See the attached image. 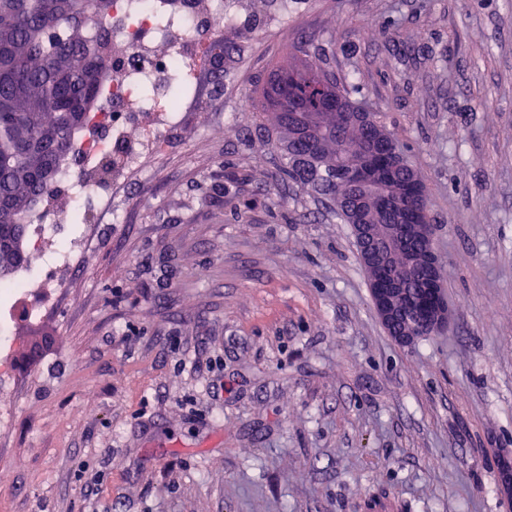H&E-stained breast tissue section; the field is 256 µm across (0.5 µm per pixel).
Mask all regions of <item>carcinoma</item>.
<instances>
[{"label": "carcinoma", "mask_w": 512, "mask_h": 512, "mask_svg": "<svg viewBox=\"0 0 512 512\" xmlns=\"http://www.w3.org/2000/svg\"><path fill=\"white\" fill-rule=\"evenodd\" d=\"M112 14V0H0V38L8 27L12 81L0 79V232L31 215V199L47 192L43 162L59 152L90 119L86 99L97 100L105 72L87 59V47L107 45L108 32L90 34L89 21ZM254 31L224 23L214 41L224 59V88L237 79ZM251 99L254 128L266 134L281 182L301 189L345 224L430 223L426 188L394 132L377 112L352 99L354 85L336 76L332 54L299 39ZM29 261L0 250V288Z\"/></svg>", "instance_id": "cac0c4a2"}]
</instances>
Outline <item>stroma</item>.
Instances as JSON below:
<instances>
[{
  "label": "stroma",
  "instance_id": "35a3bbf8",
  "mask_svg": "<svg viewBox=\"0 0 512 512\" xmlns=\"http://www.w3.org/2000/svg\"><path fill=\"white\" fill-rule=\"evenodd\" d=\"M300 37L334 50L426 184L445 331L392 338L351 226L245 132L237 104ZM71 231L73 279L8 323L0 512H507L512 0H288L232 92L202 88Z\"/></svg>",
  "mask_w": 512,
  "mask_h": 512
}]
</instances>
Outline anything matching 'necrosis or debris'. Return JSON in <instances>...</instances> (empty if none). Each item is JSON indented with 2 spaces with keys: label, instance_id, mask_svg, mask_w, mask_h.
Segmentation results:
<instances>
[{
  "label": "necrosis or debris",
  "instance_id": "1",
  "mask_svg": "<svg viewBox=\"0 0 512 512\" xmlns=\"http://www.w3.org/2000/svg\"><path fill=\"white\" fill-rule=\"evenodd\" d=\"M228 15L226 0H209L203 12L194 0H183L174 9L162 0H112V15L101 23L111 31L116 51L112 75L103 84L91 122L74 137L73 158L59 164L62 195H46L31 221L37 260L16 276L14 310L42 312L49 303L48 289L66 286L83 250L82 238L67 230L68 216L92 215L100 192L87 172L109 157L113 174L121 176L160 153L183 112L173 87L178 82L198 87L201 73L212 71L213 36Z\"/></svg>",
  "mask_w": 512,
  "mask_h": 512
}]
</instances>
